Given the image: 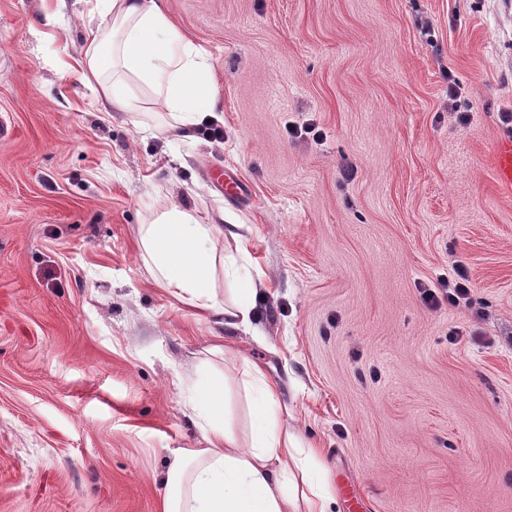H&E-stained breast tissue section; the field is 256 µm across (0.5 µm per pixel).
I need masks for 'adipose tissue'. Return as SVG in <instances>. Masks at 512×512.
<instances>
[{
    "mask_svg": "<svg viewBox=\"0 0 512 512\" xmlns=\"http://www.w3.org/2000/svg\"><path fill=\"white\" fill-rule=\"evenodd\" d=\"M89 15L79 67L103 112L164 114L169 132L194 140L198 125L218 117L220 98L207 52L169 19L164 0H99ZM234 224H203L172 204L139 227L143 259L156 287L197 310L210 325L250 331L255 284L238 276L236 259L218 254L215 239H237ZM236 279L232 299L220 298L216 272ZM249 426L233 425L229 378L203 384L193 403L206 422L205 448L169 466L159 512H329L331 487L280 422L276 387L262 368L245 363Z\"/></svg>",
    "mask_w": 512,
    "mask_h": 512,
    "instance_id": "1",
    "label": "adipose tissue"
}]
</instances>
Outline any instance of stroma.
<instances>
[{
	"label": "stroma",
	"instance_id": "obj_1",
	"mask_svg": "<svg viewBox=\"0 0 512 512\" xmlns=\"http://www.w3.org/2000/svg\"><path fill=\"white\" fill-rule=\"evenodd\" d=\"M164 3L209 54L222 144L98 111L77 67L95 0H0V512H157L169 461L205 445L176 376H236L238 355L355 488L332 512H512V197L490 151L512 0ZM172 202L248 241L265 300L229 354L140 257ZM460 265L468 305H426Z\"/></svg>",
	"mask_w": 512,
	"mask_h": 512
}]
</instances>
